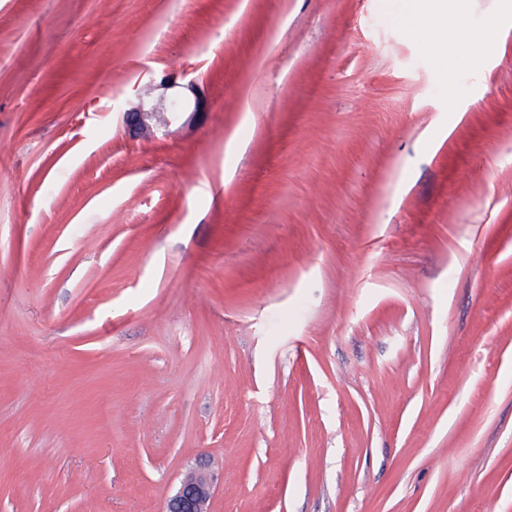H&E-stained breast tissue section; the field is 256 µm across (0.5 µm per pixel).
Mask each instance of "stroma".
<instances>
[{
	"label": "stroma",
	"instance_id": "35a3bbf8",
	"mask_svg": "<svg viewBox=\"0 0 512 512\" xmlns=\"http://www.w3.org/2000/svg\"><path fill=\"white\" fill-rule=\"evenodd\" d=\"M0 0V512H512V0ZM199 112L130 133L165 76ZM421 3L411 2V19L415 23V31L421 34L426 40L430 49L435 55L447 57L448 53L459 44L470 43L474 41L472 33L462 24L453 22V27L448 34V40L435 41L428 37L429 17L444 19L445 11L443 0H421ZM213 478L205 465L185 478L166 502L165 512H207Z\"/></svg>",
	"mask_w": 512,
	"mask_h": 512
}]
</instances>
